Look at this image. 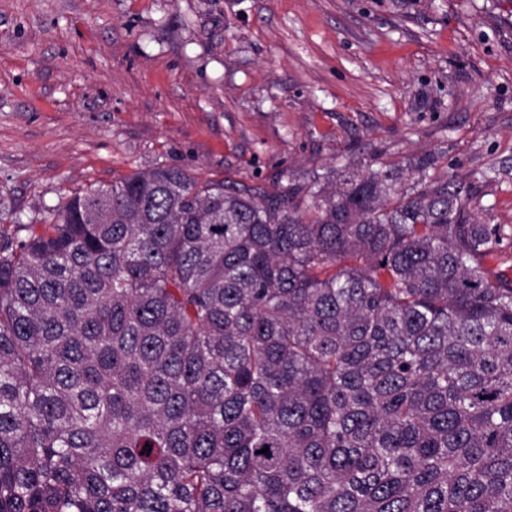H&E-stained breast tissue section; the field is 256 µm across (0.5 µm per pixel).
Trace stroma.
<instances>
[{"instance_id":"stroma-1","label":"stroma","mask_w":512,"mask_h":512,"mask_svg":"<svg viewBox=\"0 0 512 512\" xmlns=\"http://www.w3.org/2000/svg\"><path fill=\"white\" fill-rule=\"evenodd\" d=\"M421 155L512 279V0H0V224L159 163L272 192Z\"/></svg>"}]
</instances>
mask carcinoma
Masks as SVG:
<instances>
[{
  "mask_svg": "<svg viewBox=\"0 0 512 512\" xmlns=\"http://www.w3.org/2000/svg\"><path fill=\"white\" fill-rule=\"evenodd\" d=\"M435 165L0 224V512H512V280Z\"/></svg>",
  "mask_w": 512,
  "mask_h": 512,
  "instance_id": "cac0c4a2",
  "label": "carcinoma"
}]
</instances>
